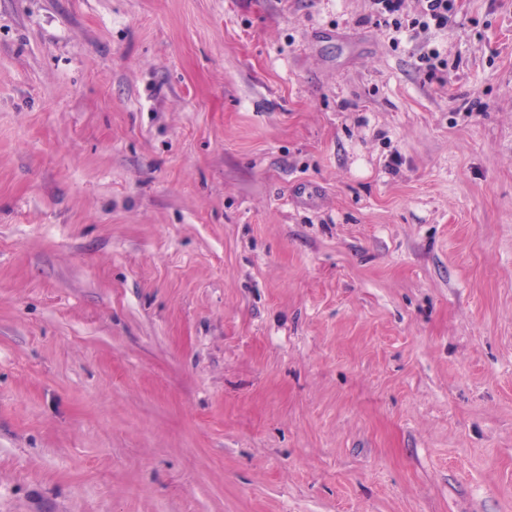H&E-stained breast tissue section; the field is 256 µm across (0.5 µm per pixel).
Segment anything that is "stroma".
<instances>
[{
    "instance_id": "35a3bbf8",
    "label": "stroma",
    "mask_w": 512,
    "mask_h": 512,
    "mask_svg": "<svg viewBox=\"0 0 512 512\" xmlns=\"http://www.w3.org/2000/svg\"><path fill=\"white\" fill-rule=\"evenodd\" d=\"M370 11L0 0V512H512V0ZM370 19L376 26L393 27L413 43L417 69L429 83L445 85L449 78L448 59L433 44L432 34L448 30L460 10L459 0H416L417 11L410 19L404 13L406 0H372Z\"/></svg>"
}]
</instances>
